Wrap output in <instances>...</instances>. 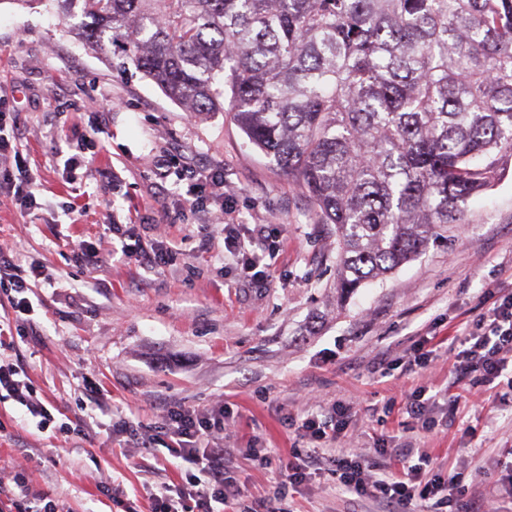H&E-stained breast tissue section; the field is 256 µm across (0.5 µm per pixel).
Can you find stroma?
<instances>
[{"instance_id":"stroma-1","label":"stroma","mask_w":512,"mask_h":512,"mask_svg":"<svg viewBox=\"0 0 512 512\" xmlns=\"http://www.w3.org/2000/svg\"><path fill=\"white\" fill-rule=\"evenodd\" d=\"M91 97L99 112L84 110ZM0 110L18 119L19 158L41 203L26 214L0 200V249L43 265L48 278L35 290L33 322L0 294V359L23 364L38 396L87 429L67 439L22 426L0 398L1 482L33 472V491L62 512H148L153 494L183 485L192 468L160 445L150 454L118 447L113 423L153 427L166 404L203 411L222 400L230 475L248 492L236 512L277 495L288 512H399L344 492L328 471L281 487L293 421L340 404L353 412L344 447L370 458L377 443L419 440L430 474L455 477V499L512 503V481L496 466L512 452V394L474 380L449 385L446 345L512 293V167L469 202L447 242L340 302L333 225L246 146L231 113L190 116L136 70L116 71L48 0H0ZM78 145L88 162L70 175L55 156ZM187 166L223 172L239 223L277 227L263 281L225 253L219 204L181 215ZM73 241L98 248L100 265H78ZM124 242L171 247L176 260L139 266L118 254ZM429 339L440 343L436 355L411 366L412 345ZM88 382L99 389L92 400ZM414 391L429 400L419 418L406 410ZM251 446L267 449L266 465L246 460Z\"/></svg>"}]
</instances>
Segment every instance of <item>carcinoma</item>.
I'll list each match as a JSON object with an SVG mask.
<instances>
[{"label":"carcinoma","mask_w":512,"mask_h":512,"mask_svg":"<svg viewBox=\"0 0 512 512\" xmlns=\"http://www.w3.org/2000/svg\"><path fill=\"white\" fill-rule=\"evenodd\" d=\"M88 47L224 111L336 233V294L465 223L512 163V0H52Z\"/></svg>","instance_id":"obj_1"}]
</instances>
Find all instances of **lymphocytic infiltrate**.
I'll return each instance as SVG.
<instances>
[{"instance_id": "lymphocytic-infiltrate-1", "label": "lymphocytic infiltrate", "mask_w": 512, "mask_h": 512, "mask_svg": "<svg viewBox=\"0 0 512 512\" xmlns=\"http://www.w3.org/2000/svg\"><path fill=\"white\" fill-rule=\"evenodd\" d=\"M183 176L188 183L184 205L191 213L206 212L208 199L222 200L229 196L222 172L203 173L188 167ZM270 239L269 225H255L246 235L238 232L232 221L224 223V246L236 251L238 261L247 272L262 267L272 248ZM41 277L40 265L21 266L0 250V285L9 284V299L16 314H34L30 294L33 282ZM461 345V350L450 352L448 356L450 373L459 378L473 376L488 385L499 380L512 390V375L507 372L512 366V293L497 299L487 315L473 322ZM2 390L16 404L23 421L34 422L40 430L53 425L61 434L84 437V421L57 419L54 406L38 396L20 365L0 362ZM350 418L349 409L338 405L327 415L311 416L302 421L296 434L300 446L293 449L284 467L289 485L304 484L325 461L332 466L340 484L359 498L397 505L404 512H411L412 507L422 502L444 504L445 494L452 486L438 477L426 478L430 456L423 448L412 445L380 448V455L397 462L399 475L370 478L365 456L339 445L350 426ZM225 419L224 407L220 404L202 413L173 403L164 408L155 432L139 431L127 420L119 422L118 433L126 435L138 448L153 450L159 438H167L166 448L170 456L197 469L195 475L187 477L177 496H169L167 489H160L154 497L153 512H223L228 498V482L225 451L219 435L224 431Z\"/></svg>"}]
</instances>
